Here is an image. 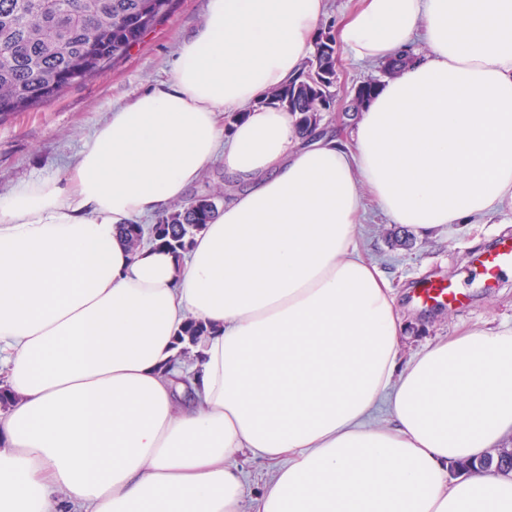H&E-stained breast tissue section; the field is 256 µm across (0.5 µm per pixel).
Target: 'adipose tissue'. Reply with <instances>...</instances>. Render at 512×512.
I'll list each match as a JSON object with an SVG mask.
<instances>
[{
	"mask_svg": "<svg viewBox=\"0 0 512 512\" xmlns=\"http://www.w3.org/2000/svg\"><path fill=\"white\" fill-rule=\"evenodd\" d=\"M327 10L207 0L63 178L0 195V512H512V473L448 472L512 437V326L403 357L356 233L367 200L421 236L512 214V0H358L346 58L411 60L307 143L260 100ZM216 158L243 189L184 259L130 251L119 225L184 202ZM191 317L212 330L186 360ZM246 452L267 467L250 507Z\"/></svg>",
	"mask_w": 512,
	"mask_h": 512,
	"instance_id": "ef3b65f1",
	"label": "adipose tissue"
}]
</instances>
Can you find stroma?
Segmentation results:
<instances>
[{
  "mask_svg": "<svg viewBox=\"0 0 512 512\" xmlns=\"http://www.w3.org/2000/svg\"><path fill=\"white\" fill-rule=\"evenodd\" d=\"M206 0H177L167 18L114 69L76 83L58 98L0 120V194L22 180L59 176L72 163L83 142L109 112L147 90L169 70L180 42L200 25ZM399 225L369 210L358 225L364 254L391 279L396 305L406 324L402 353L411 357L437 339L485 326H512V273L485 287L475 275L474 252L495 238L512 234V216L502 215L473 233L456 225L437 236H412L407 247L395 245ZM422 279L447 280L468 301L463 306L424 307L413 299Z\"/></svg>",
  "mask_w": 512,
  "mask_h": 512,
  "instance_id": "1",
  "label": "stroma"
}]
</instances>
